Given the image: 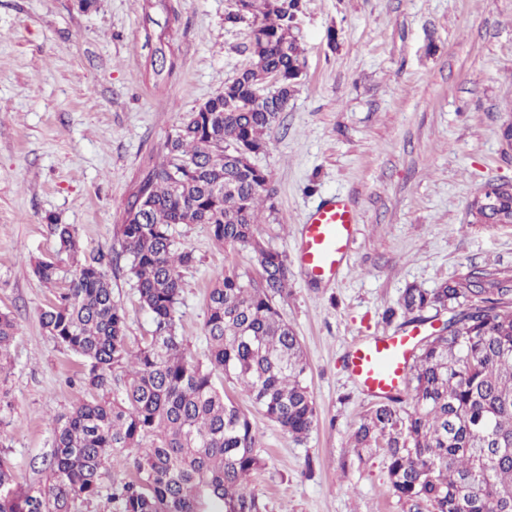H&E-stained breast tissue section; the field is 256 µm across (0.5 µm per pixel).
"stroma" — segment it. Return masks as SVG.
Returning a JSON list of instances; mask_svg holds the SVG:
<instances>
[{
	"mask_svg": "<svg viewBox=\"0 0 512 512\" xmlns=\"http://www.w3.org/2000/svg\"><path fill=\"white\" fill-rule=\"evenodd\" d=\"M235 0H0V311L19 324L0 378V456L39 485L54 419L81 395L80 359L40 323L56 286L29 272L56 256L50 223L76 229L82 255L119 250L115 227L144 171L184 115L249 66L256 21L226 22ZM304 69L298 90L253 162L273 191L258 233L292 271L279 307L301 339L317 422L295 443L225 383L258 432L266 467L253 479L266 512H407L383 450L360 456L350 433L374 404L354 382L351 346L383 333L428 335L386 320L405 290L438 287L467 269L512 270V226L472 223L484 186L512 182L500 126L512 121V0H303L295 19ZM174 66L155 80L158 38ZM342 195L358 219L347 272L307 278L302 225ZM175 237L197 261L182 272L179 332L205 348L210 289L225 271L256 275L257 256L216 242L203 224ZM138 346L151 328L125 265L110 272Z\"/></svg>",
	"mask_w": 512,
	"mask_h": 512,
	"instance_id": "35a3bbf8",
	"label": "stroma"
}]
</instances>
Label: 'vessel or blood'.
<instances>
[{"label":"vessel or blood","instance_id":"vessel-or-blood-1","mask_svg":"<svg viewBox=\"0 0 512 512\" xmlns=\"http://www.w3.org/2000/svg\"><path fill=\"white\" fill-rule=\"evenodd\" d=\"M356 223L352 204L342 196L324 200L308 214L297 259L309 278L321 281L342 271L348 261ZM411 357L410 336H379L353 350L350 367L365 392L379 395L399 388Z\"/></svg>","mask_w":512,"mask_h":512}]
</instances>
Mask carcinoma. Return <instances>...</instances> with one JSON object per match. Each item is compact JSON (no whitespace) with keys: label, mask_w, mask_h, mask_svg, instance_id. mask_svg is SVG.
Here are the masks:
<instances>
[{"label":"carcinoma","mask_w":512,"mask_h":512,"mask_svg":"<svg viewBox=\"0 0 512 512\" xmlns=\"http://www.w3.org/2000/svg\"><path fill=\"white\" fill-rule=\"evenodd\" d=\"M258 23L251 65L188 113L130 195L117 225L122 254L152 330L129 347L127 315L112 291L113 258L97 253L40 313L54 343L83 361L85 397L55 419L45 482L18 481L0 457V512H71L73 502L105 499L102 512H265L250 487L266 467L258 433L215 383L239 385L266 418L301 443L316 423L306 384L307 360L279 300L288 294L287 258L256 237L260 208L272 198L253 156L298 84L303 51L294 35L301 0H241ZM280 80L269 84V77ZM475 224L512 223V191L493 206L470 204ZM174 224H205L230 247H249L259 278L228 272L209 291L201 357L179 336L181 269L192 249ZM59 251H79L71 224L49 225ZM32 273L53 284L59 261L42 258ZM451 309L443 334L427 337L409 366L412 409L392 393L351 433L357 453L384 450L393 492L408 512H512V270L470 269L430 291L405 289L398 308L413 323ZM18 331L0 311V375ZM123 390L112 395L117 372ZM124 454L133 472L103 494L106 463Z\"/></svg>","instance_id":"obj_1"}]
</instances>
